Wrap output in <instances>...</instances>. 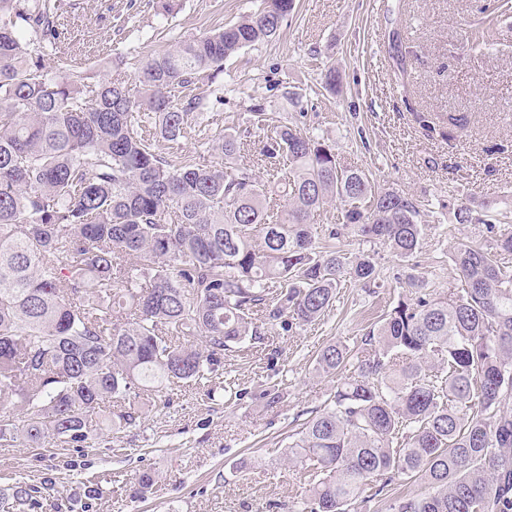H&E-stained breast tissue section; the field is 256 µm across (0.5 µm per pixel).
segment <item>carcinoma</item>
I'll return each mask as SVG.
<instances>
[{
  "mask_svg": "<svg viewBox=\"0 0 512 512\" xmlns=\"http://www.w3.org/2000/svg\"><path fill=\"white\" fill-rule=\"evenodd\" d=\"M294 0L139 61L132 81H91L66 54L57 0H0V442L80 450L108 426L136 422L134 399L198 385L224 351L267 326L318 321L346 277L371 281L318 237L314 214L339 202L344 227L399 257L420 246L413 198L341 166L325 142L288 125L259 148L256 168L172 159L209 109L206 72L274 36ZM189 89L179 97L172 90ZM283 206L278 220L271 208ZM457 224L495 214L454 211ZM512 230L460 243L462 287L446 298L401 299L354 353L318 352L336 375L329 402L288 443L311 486L295 512H350L374 481L397 476L429 491L394 512H512ZM18 482L0 512L36 508Z\"/></svg>",
  "mask_w": 512,
  "mask_h": 512,
  "instance_id": "1",
  "label": "carcinoma"
}]
</instances>
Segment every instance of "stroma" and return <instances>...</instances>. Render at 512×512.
I'll use <instances>...</instances> for the list:
<instances>
[{
	"mask_svg": "<svg viewBox=\"0 0 512 512\" xmlns=\"http://www.w3.org/2000/svg\"><path fill=\"white\" fill-rule=\"evenodd\" d=\"M60 0L68 52L95 80L132 78L138 56L254 13L261 0ZM486 0H295L279 33L243 48L214 74L223 96L177 143L159 150L214 161L205 143L222 136L225 115L252 166L260 146L251 120L260 107L334 148L341 164L380 187L417 200L424 234L401 261L383 245L344 232L348 257L370 256L376 278L346 279L316 324L268 328L226 350L209 387L181 386L168 407L135 424L103 430L90 448L0 446V494L16 481L42 487L35 512H274L305 486L283 454L289 437L323 409L336 384L316 368L331 341L362 347L368 331L402 298L447 295L461 282L452 259L462 241H486L481 225H460L456 205L491 202L512 218V9L488 17ZM490 21L489 45L470 49L463 28ZM339 79L328 85L327 66ZM413 109H406V102ZM466 119L453 140L449 116ZM256 459L254 468L239 464ZM155 473L154 494H133L139 473ZM102 491L89 499V487Z\"/></svg>",
	"mask_w": 512,
	"mask_h": 512,
	"instance_id": "35a3bbf8",
	"label": "stroma"
}]
</instances>
